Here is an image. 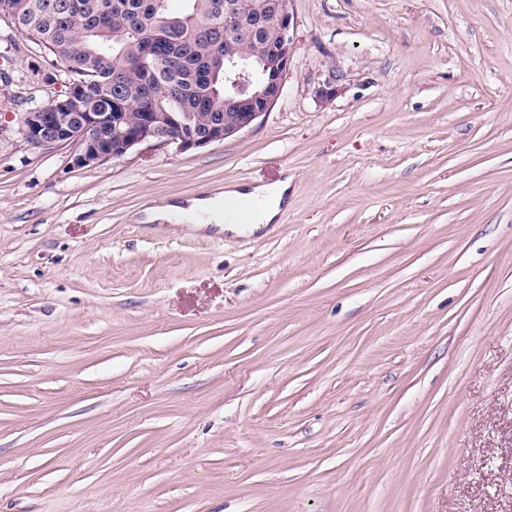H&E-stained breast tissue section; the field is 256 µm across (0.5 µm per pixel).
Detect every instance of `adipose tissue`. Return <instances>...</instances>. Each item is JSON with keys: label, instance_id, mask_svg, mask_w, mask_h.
<instances>
[{"label": "adipose tissue", "instance_id": "ef3b65f1", "mask_svg": "<svg viewBox=\"0 0 512 512\" xmlns=\"http://www.w3.org/2000/svg\"><path fill=\"white\" fill-rule=\"evenodd\" d=\"M287 181L272 185L258 186L252 189L237 185L225 186L223 192L206 199H192L187 206L171 204L163 208L160 216L171 219L177 214H185L193 219L196 229H205L208 225H221L225 230L237 233L254 234L273 224L288 199ZM230 200L236 203L237 212L232 217L222 216L217 204Z\"/></svg>", "mask_w": 512, "mask_h": 512}]
</instances>
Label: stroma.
Returning <instances> with one entry per match:
<instances>
[{
  "label": "stroma",
  "mask_w": 512,
  "mask_h": 512,
  "mask_svg": "<svg viewBox=\"0 0 512 512\" xmlns=\"http://www.w3.org/2000/svg\"><path fill=\"white\" fill-rule=\"evenodd\" d=\"M288 9L250 129L89 166L0 13V512H512V0ZM284 179L265 232L147 220Z\"/></svg>",
  "instance_id": "35a3bbf8"
}]
</instances>
